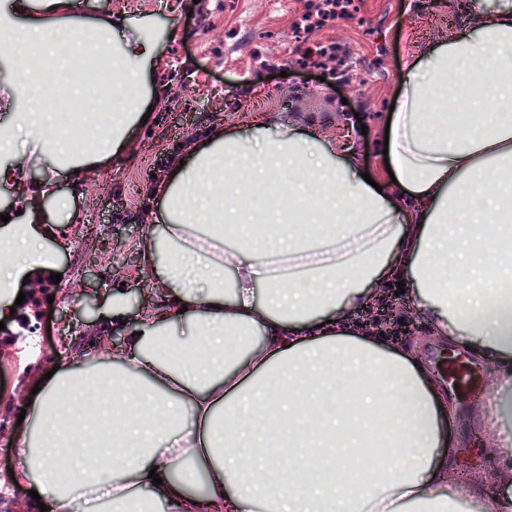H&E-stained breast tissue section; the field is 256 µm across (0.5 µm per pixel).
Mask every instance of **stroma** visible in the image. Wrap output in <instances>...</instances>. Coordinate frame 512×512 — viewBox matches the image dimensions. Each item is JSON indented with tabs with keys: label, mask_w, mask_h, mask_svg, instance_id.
Listing matches in <instances>:
<instances>
[{
	"label": "stroma",
	"mask_w": 512,
	"mask_h": 512,
	"mask_svg": "<svg viewBox=\"0 0 512 512\" xmlns=\"http://www.w3.org/2000/svg\"><path fill=\"white\" fill-rule=\"evenodd\" d=\"M68 15L120 18L152 29L158 56L150 83L159 91L152 119L135 127L130 145L101 172L72 183L61 179L53 196L41 204L38 219L59 227L55 245L62 279L55 299L34 321L41 349L14 351L7 330L0 329V449H11L20 404L13 395L31 397L35 384L71 352L88 347L104 326L107 297L118 295L131 306L135 291L151 287L153 275L141 266L139 246L156 205L151 189L156 177L184 155L187 146L225 128L242 130L239 105L266 112L280 121L304 117L325 121L330 107L346 102L367 128L361 144L370 169L382 161L376 139L400 81L401 61L411 51L447 32L450 16L433 0H352L345 14L325 21L312 41L335 46L337 60L321 66L303 63L308 41L302 37L309 0H69ZM360 320L406 322L411 338L422 341L423 358L447 384L446 366H470L476 385L469 392H449L457 413L449 432L457 449L461 475H481L488 492L504 485L488 449L471 444L486 434L490 413L478 400L491 377L479 362L452 347L428 344L431 327L416 298L386 288L377 307L361 311ZM74 328L72 340L63 331Z\"/></svg>",
	"instance_id": "1"
}]
</instances>
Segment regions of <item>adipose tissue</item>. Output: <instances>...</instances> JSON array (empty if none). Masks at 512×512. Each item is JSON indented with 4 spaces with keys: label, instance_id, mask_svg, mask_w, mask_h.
<instances>
[{
    "label": "adipose tissue",
    "instance_id": "obj_1",
    "mask_svg": "<svg viewBox=\"0 0 512 512\" xmlns=\"http://www.w3.org/2000/svg\"><path fill=\"white\" fill-rule=\"evenodd\" d=\"M460 16L405 56L387 172H369L353 123L265 122L191 146L154 187L140 246L159 304L130 314L119 345L97 340L47 380L12 436L11 481L48 512H458L455 409L417 347L359 326L354 311L409 275L436 339L492 374L497 493L472 480L476 512H512V12ZM154 46L111 20L48 22L29 0L0 10V184L20 135L57 143L58 173H87L143 124ZM105 57L72 74L65 52ZM96 111L74 142L51 92ZM465 109L458 120L457 109ZM18 190L0 225V321L23 279L57 265Z\"/></svg>",
    "mask_w": 512,
    "mask_h": 512
}]
</instances>
